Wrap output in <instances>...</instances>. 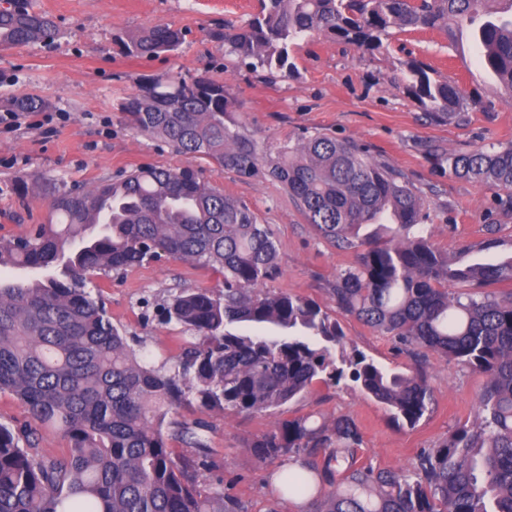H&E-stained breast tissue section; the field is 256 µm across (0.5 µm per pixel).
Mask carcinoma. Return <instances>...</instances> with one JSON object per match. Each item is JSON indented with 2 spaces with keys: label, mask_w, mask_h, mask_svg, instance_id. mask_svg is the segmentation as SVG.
<instances>
[{
  "label": "carcinoma",
  "mask_w": 512,
  "mask_h": 512,
  "mask_svg": "<svg viewBox=\"0 0 512 512\" xmlns=\"http://www.w3.org/2000/svg\"><path fill=\"white\" fill-rule=\"evenodd\" d=\"M472 25L481 65L512 94V0H259L244 26L211 31L249 67L286 78L299 41L341 40L364 53L389 50L394 34L439 30L453 46ZM57 35L31 0L0 7V46ZM126 57L178 50L166 26L118 38ZM402 86L436 122H459L473 102L453 82L416 61L401 63ZM21 112L45 102L15 99ZM123 122L159 135L188 158H206L254 178L266 171L325 240L354 254L331 289L336 308L394 339L416 358L398 373L351 347L338 320L314 301L263 291L277 267L269 225L245 203L198 178L190 167H140L94 189L48 181L53 219L0 238V269L32 273L0 280V393L25 407L23 429L0 424V512H247L213 483L208 425L174 418L202 410L277 413L317 382L353 388L384 405L397 425H416L432 391L421 357L431 352L484 379L481 412L422 449L412 470L380 468L364 457L350 415L280 419L250 443L275 467L280 492L307 500L308 512H512V255L490 237L448 258L431 242L422 204L400 173L361 146L324 133L302 136L272 156L226 124L237 100L224 84L163 74L119 104ZM440 170L512 199V144L466 152L431 150ZM112 193L108 219L99 192ZM191 261L222 276L215 288H183L167 322L191 333L174 360L130 347L92 295L98 276L159 262ZM455 285L449 289L448 285ZM68 441L61 456L36 448L37 431ZM178 441L193 449L179 454Z\"/></svg>",
  "instance_id": "cac0c4a2"
}]
</instances>
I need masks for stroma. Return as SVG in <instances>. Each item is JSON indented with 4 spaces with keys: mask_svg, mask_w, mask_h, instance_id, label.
Listing matches in <instances>:
<instances>
[{
    "mask_svg": "<svg viewBox=\"0 0 512 512\" xmlns=\"http://www.w3.org/2000/svg\"><path fill=\"white\" fill-rule=\"evenodd\" d=\"M52 17L56 39L0 52V114L12 98L32 95L43 111L0 124V236L20 235L44 223L49 199L34 190L19 200V180L57 179L96 187L102 180L144 165L192 166L203 181L243 201L269 225L278 272L265 289L310 299L338 318L349 341L375 361L410 373L414 359L393 341L351 316L340 314L331 290L353 262L350 252L318 235L280 183L268 176L244 179L207 159L187 158L164 139L141 133L120 119L118 102L138 93L153 76L178 72L223 82L239 109L229 120L268 152L301 134L325 133L367 148L371 156L402 173L422 199L423 222L434 244L456 257L463 246L495 235L512 243V210L506 191L479 187L433 162L431 149L463 152L481 145L512 143V98L479 62L471 41L452 48L440 31L396 35L389 54L372 56L339 41L302 42L290 55L294 71L285 78L252 70L210 36L224 22L242 25L258 0H32ZM181 30L185 40L172 55L128 58L120 37L150 26ZM417 59L455 81L475 103L458 123L432 122L397 83L398 63ZM220 277L197 265L170 260L99 278V293L112 324L139 337L154 359L175 357L189 343L180 326L163 323L160 309L183 288H212ZM433 400L415 427H396L384 406L346 386L315 383L285 409L286 415L353 416L374 465L411 467L417 452L436 445L453 426L478 415L479 375L428 355ZM186 423L210 424L215 478L233 477L231 495L248 512H299L300 502L279 494L273 469L257 462L245 443L269 430L276 415L209 412L196 404L177 411Z\"/></svg>",
    "mask_w": 512,
    "mask_h": 512,
    "instance_id": "1",
    "label": "stroma"
}]
</instances>
